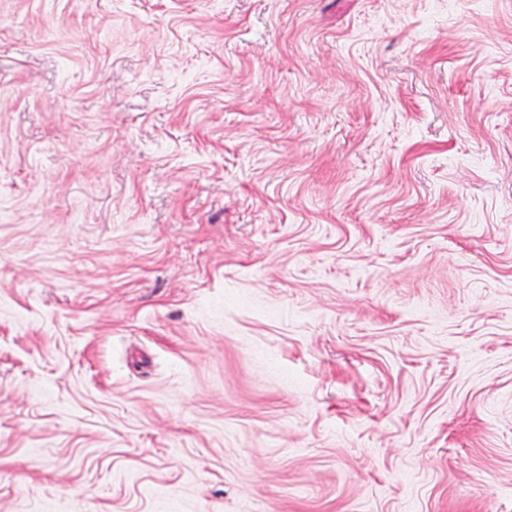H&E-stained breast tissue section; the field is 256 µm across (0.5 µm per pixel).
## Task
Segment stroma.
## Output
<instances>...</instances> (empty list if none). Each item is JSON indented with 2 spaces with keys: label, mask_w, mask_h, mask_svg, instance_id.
Returning a JSON list of instances; mask_svg holds the SVG:
<instances>
[{
  "label": "stroma",
  "mask_w": 512,
  "mask_h": 512,
  "mask_svg": "<svg viewBox=\"0 0 512 512\" xmlns=\"http://www.w3.org/2000/svg\"><path fill=\"white\" fill-rule=\"evenodd\" d=\"M0 512H512V0H0Z\"/></svg>",
  "instance_id": "35a3bbf8"
}]
</instances>
